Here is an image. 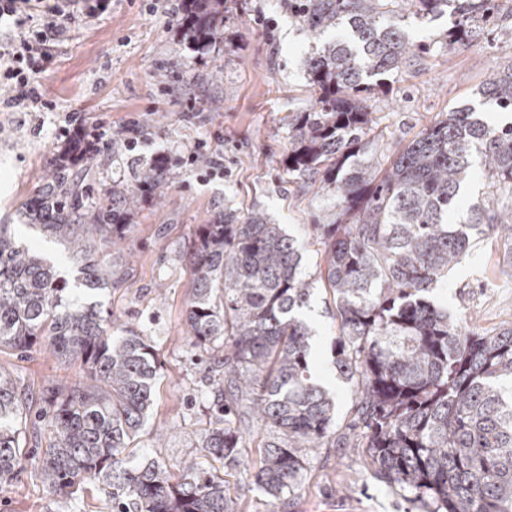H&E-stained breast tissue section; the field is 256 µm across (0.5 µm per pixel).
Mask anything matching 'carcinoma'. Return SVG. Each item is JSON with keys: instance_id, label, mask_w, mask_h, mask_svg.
I'll list each match as a JSON object with an SVG mask.
<instances>
[{"instance_id": "1", "label": "carcinoma", "mask_w": 512, "mask_h": 512, "mask_svg": "<svg viewBox=\"0 0 512 512\" xmlns=\"http://www.w3.org/2000/svg\"><path fill=\"white\" fill-rule=\"evenodd\" d=\"M186 2L185 38L215 43L229 0ZM492 2L288 0L311 36L336 33L306 58L317 98L289 117L287 172L319 183L334 200L313 229L339 321L336 376L355 396L347 430L335 428L333 397L311 371L315 331L300 313L314 287L298 244L263 214L229 211L200 225L185 328L194 349L224 345V386L202 456L240 463L248 414L262 440L247 475L281 505L301 491L319 449L346 445L366 449L376 475L423 512H512V327L470 329L429 298L474 239L488 232L512 240V212L477 205L467 222H448L477 157L488 185L512 197V124L493 127L469 106L454 108L384 169L368 137L374 86L363 78L389 75L415 56L405 16L452 10L458 20L444 39L455 44L470 37L473 22L488 21ZM477 94L512 112V65L492 69ZM171 177L165 166L150 168L131 185H112V205L90 208V185L61 158L24 208L32 226L80 264L79 285L107 288L112 265L95 255L122 243L142 199L160 195ZM116 331L107 334L53 265L0 224V349L44 341L87 372L48 398L55 436L40 463L49 490L98 480L113 488L112 512H236L216 466L193 459L175 482L154 461L118 466L151 403L156 364L148 340L131 328ZM28 415L26 396L0 372V487L20 466L18 434Z\"/></svg>"}]
</instances>
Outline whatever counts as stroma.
<instances>
[{
  "label": "stroma",
  "instance_id": "1",
  "mask_svg": "<svg viewBox=\"0 0 512 512\" xmlns=\"http://www.w3.org/2000/svg\"><path fill=\"white\" fill-rule=\"evenodd\" d=\"M505 22L486 29L475 24L471 41L451 45L441 35L450 15L408 18L413 43L427 45L409 67L383 76L368 101L382 165L421 131L467 104L492 126L512 115L484 104L476 88L495 67L512 64V0H498ZM314 43L286 0H236L216 44L199 48L184 41L177 21L145 14L134 0H112L111 13L75 19L69 38L50 50L38 76L53 99L51 111L0 112V224L14 227L23 245L57 263L68 283L77 272L63 247L31 230L22 209L43 186V177L65 151L74 129L68 113L82 119L85 132H103L90 171L89 202L106 205L112 186L133 181L156 158L183 154L200 139L224 154V175L201 180L199 165L174 166L175 179L164 197L145 198L112 253L121 278L91 292L88 301L113 326H127L150 339L157 374L144 424L127 449L126 465L160 462L179 478L185 460L199 456L205 433L214 425L212 392L222 376L219 350H195L184 336L193 270L186 258L199 225L233 210L257 211L282 225L298 241L304 274L316 275L321 244L312 226L332 200L318 187L288 175V118L309 110L316 94L304 69ZM140 121V141L126 152L124 129ZM512 208V199L493 194L484 178L465 184L451 212L464 221L471 206ZM317 287L307 318L319 331L314 359L321 382L336 392L337 424L351 419L352 387L333 373L339 334L335 308ZM462 324L483 331L512 326V250L488 238L474 240L469 256L448 273L436 295ZM0 370L32 395L20 435L23 459L13 482L0 490V512H111L112 489L98 481L56 494L43 483L38 449L54 435L47 397L63 384L86 378L81 361L61 358L46 345L23 353L0 350ZM224 484L238 512H410L399 488L378 480L362 449L324 448L308 472L300 495L272 507L243 468H225Z\"/></svg>",
  "mask_w": 512,
  "mask_h": 512
}]
</instances>
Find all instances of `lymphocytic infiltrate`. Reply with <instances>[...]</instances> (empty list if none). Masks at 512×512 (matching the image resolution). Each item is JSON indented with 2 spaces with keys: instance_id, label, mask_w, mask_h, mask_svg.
<instances>
[{
  "instance_id": "obj_1",
  "label": "lymphocytic infiltrate",
  "mask_w": 512,
  "mask_h": 512,
  "mask_svg": "<svg viewBox=\"0 0 512 512\" xmlns=\"http://www.w3.org/2000/svg\"><path fill=\"white\" fill-rule=\"evenodd\" d=\"M112 0H0V102L24 109L45 100L37 80L49 58L50 45L68 37L77 16L92 19L108 12Z\"/></svg>"
}]
</instances>
